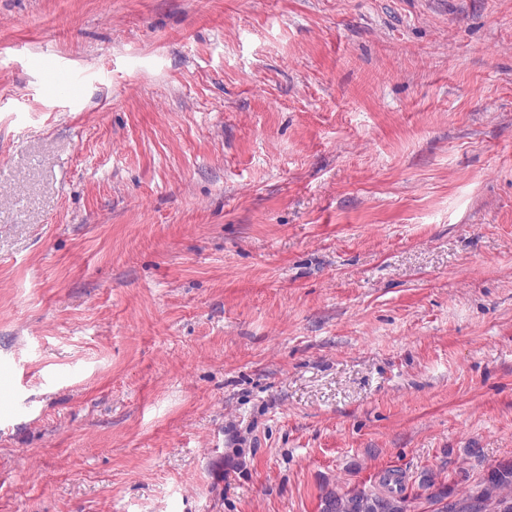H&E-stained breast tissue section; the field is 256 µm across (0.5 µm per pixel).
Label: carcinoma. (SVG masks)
I'll use <instances>...</instances> for the list:
<instances>
[{"label":"carcinoma","mask_w":512,"mask_h":512,"mask_svg":"<svg viewBox=\"0 0 512 512\" xmlns=\"http://www.w3.org/2000/svg\"><path fill=\"white\" fill-rule=\"evenodd\" d=\"M418 488L422 493L412 498L392 491L331 490L322 498L321 512H411L422 498L433 512H512V460L490 467L474 488L461 493L445 487L432 470L421 473Z\"/></svg>","instance_id":"obj_1"}]
</instances>
